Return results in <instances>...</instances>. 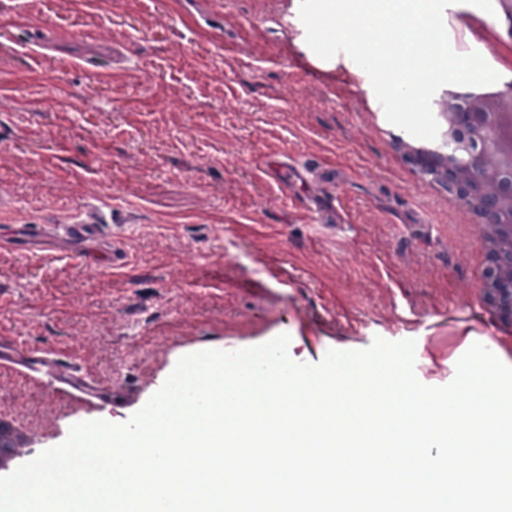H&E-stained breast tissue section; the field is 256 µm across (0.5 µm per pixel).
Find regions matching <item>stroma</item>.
Listing matches in <instances>:
<instances>
[{
  "instance_id": "35a3bbf8",
  "label": "stroma",
  "mask_w": 512,
  "mask_h": 512,
  "mask_svg": "<svg viewBox=\"0 0 512 512\" xmlns=\"http://www.w3.org/2000/svg\"><path fill=\"white\" fill-rule=\"evenodd\" d=\"M300 0H0V230L75 214L122 240L121 275L65 250L0 248V336L67 352L123 397L102 411L0 369V412L35 429L122 423L177 361L280 334L298 363L415 342L450 383L473 344L512 336L472 304L463 229L376 129L368 75L312 74ZM336 168L284 197L263 164Z\"/></svg>"
}]
</instances>
